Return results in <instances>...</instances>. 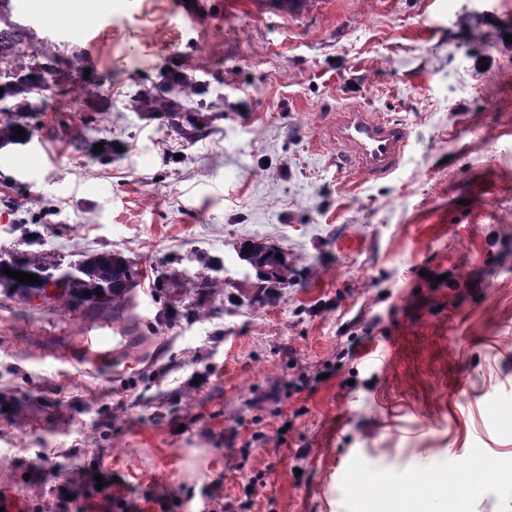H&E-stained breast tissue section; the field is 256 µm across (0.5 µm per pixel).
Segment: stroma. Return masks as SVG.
Returning <instances> with one entry per match:
<instances>
[{
  "mask_svg": "<svg viewBox=\"0 0 512 512\" xmlns=\"http://www.w3.org/2000/svg\"><path fill=\"white\" fill-rule=\"evenodd\" d=\"M10 7L81 63L27 113L30 141L0 147V252L119 253L146 277L117 319L0 288L1 495L24 512H399L512 465V0ZM173 72L215 116L192 141L137 109ZM354 103L410 131L386 180L333 163L323 123ZM248 240L296 272L271 299ZM448 271L478 294L425 278ZM463 512H512V481L487 476Z\"/></svg>",
  "mask_w": 512,
  "mask_h": 512,
  "instance_id": "obj_1",
  "label": "stroma"
}]
</instances>
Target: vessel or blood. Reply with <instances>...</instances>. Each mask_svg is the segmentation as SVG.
I'll list each match as a JSON object with an SVG mask.
<instances>
[{
  "instance_id": "1",
  "label": "vessel or blood",
  "mask_w": 512,
  "mask_h": 512,
  "mask_svg": "<svg viewBox=\"0 0 512 512\" xmlns=\"http://www.w3.org/2000/svg\"><path fill=\"white\" fill-rule=\"evenodd\" d=\"M324 131L336 147L337 167L373 181L390 177L410 145L406 124L361 105L336 112L325 121Z\"/></svg>"
}]
</instances>
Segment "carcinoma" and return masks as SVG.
I'll return each mask as SVG.
<instances>
[{
  "label": "carcinoma",
  "mask_w": 512,
  "mask_h": 512,
  "mask_svg": "<svg viewBox=\"0 0 512 512\" xmlns=\"http://www.w3.org/2000/svg\"><path fill=\"white\" fill-rule=\"evenodd\" d=\"M59 62L54 54L36 52L30 43L26 29L12 22L3 13L0 3V101L19 96L26 97L23 107L28 111L38 110V103L28 96L43 90V83L35 81L42 71L46 74L58 71ZM201 92L193 81L184 75L171 74L156 92L147 91L141 95V111L164 118L167 125L186 138H192L205 129L213 115L199 110L187 111L180 100ZM29 127L23 123H11L0 127V146L21 144L25 138L15 133V127ZM270 246L263 243H247L241 253L250 256L269 274H256L263 288V295L273 296L277 290L286 288L294 281L293 270L287 259L278 260L269 253ZM38 275V281L23 284L3 273L4 267ZM144 277V269L139 264L120 254L102 253L63 265L58 260L44 254L27 250H16L0 256V286L11 294L28 302L36 293L44 291L50 281L56 282V291L44 297L46 302H54L65 307H80L85 304L112 305V312L123 308L132 288Z\"/></svg>",
  "instance_id": "1"
}]
</instances>
